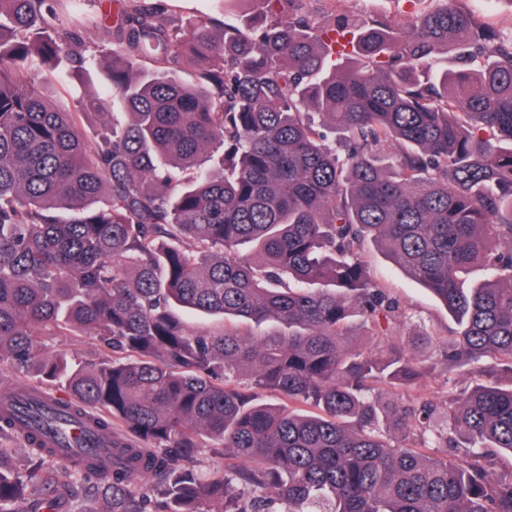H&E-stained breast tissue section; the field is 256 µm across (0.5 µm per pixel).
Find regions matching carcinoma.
<instances>
[{
	"instance_id": "obj_1",
	"label": "carcinoma",
	"mask_w": 512,
	"mask_h": 512,
	"mask_svg": "<svg viewBox=\"0 0 512 512\" xmlns=\"http://www.w3.org/2000/svg\"><path fill=\"white\" fill-rule=\"evenodd\" d=\"M116 2L105 25L77 0H0V368L37 382L0 402L62 386L25 427L0 410V439L30 460L0 448V512L83 493L99 512H512V469L493 460L512 453V43L455 0L408 28L264 0L261 26L219 34ZM446 47L474 67L449 68ZM100 54L127 120L89 138L78 112L107 102L61 111L31 67L61 93ZM370 243L443 303L441 372L475 385L382 405L429 367L386 339L398 307L366 270ZM475 266L490 279L466 288ZM239 321L275 328L245 339ZM79 333L107 359L37 341ZM82 418L112 469L43 441L60 429L82 447ZM203 441L223 474L196 471Z\"/></svg>"
}]
</instances>
